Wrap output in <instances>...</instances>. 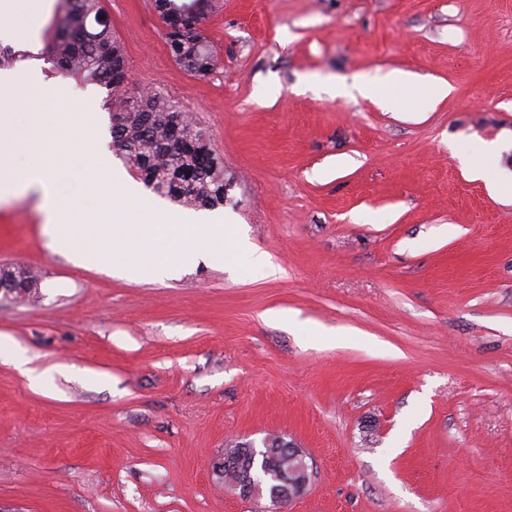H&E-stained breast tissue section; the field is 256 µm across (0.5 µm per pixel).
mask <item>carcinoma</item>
<instances>
[{
	"label": "carcinoma",
	"instance_id": "1",
	"mask_svg": "<svg viewBox=\"0 0 512 512\" xmlns=\"http://www.w3.org/2000/svg\"><path fill=\"white\" fill-rule=\"evenodd\" d=\"M167 39L176 60L192 75L207 77L216 59L199 29L201 0H159ZM56 68L83 74L110 87L111 105L127 117L112 125V144L146 186L183 205L215 208L224 205V171L215 162L203 134L181 106L164 96L144 91L127 95L128 65L120 43L112 37L99 0H66L49 44ZM17 286L14 295L33 290L32 276L19 269L0 275V285ZM260 468H289L292 462L269 444L259 451Z\"/></svg>",
	"mask_w": 512,
	"mask_h": 512
}]
</instances>
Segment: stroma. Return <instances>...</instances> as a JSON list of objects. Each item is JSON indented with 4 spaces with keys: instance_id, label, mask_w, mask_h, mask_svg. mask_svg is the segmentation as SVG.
<instances>
[{
    "instance_id": "1",
    "label": "stroma",
    "mask_w": 512,
    "mask_h": 512,
    "mask_svg": "<svg viewBox=\"0 0 512 512\" xmlns=\"http://www.w3.org/2000/svg\"><path fill=\"white\" fill-rule=\"evenodd\" d=\"M0 39L20 71L110 91ZM206 78L173 56L156 0H100L145 88L179 102L224 170L247 248L161 280L52 249L42 202H0V512H264L213 460L270 435L311 472L290 512H512V0H222ZM400 72L448 96L349 95ZM500 151L484 178L461 152ZM281 267L268 275L252 252ZM285 319L272 318V311ZM10 284H15L16 287H19L9 289L15 291L14 295L16 297H24L26 295L31 294L34 285L32 276L23 271L22 269L2 274L0 278V285H5L6 288H9L8 285Z\"/></svg>"
}]
</instances>
